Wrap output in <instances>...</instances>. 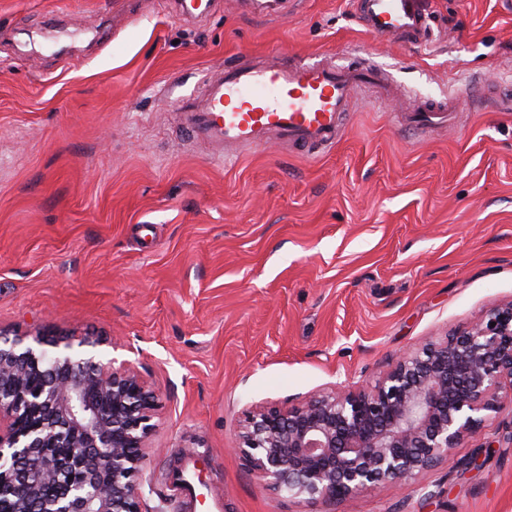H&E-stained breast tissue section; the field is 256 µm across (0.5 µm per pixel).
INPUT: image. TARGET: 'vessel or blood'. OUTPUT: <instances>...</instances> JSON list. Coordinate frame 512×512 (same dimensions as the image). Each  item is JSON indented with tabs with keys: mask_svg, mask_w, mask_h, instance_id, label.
Here are the masks:
<instances>
[{
	"mask_svg": "<svg viewBox=\"0 0 512 512\" xmlns=\"http://www.w3.org/2000/svg\"><path fill=\"white\" fill-rule=\"evenodd\" d=\"M359 16L374 36L432 44L434 29L423 0H359ZM382 71L372 65L339 66L317 60L280 62L231 60L215 67L204 80L200 97H181L172 110L182 131L215 147L219 161L279 140L319 153L335 147L343 122L358 92L380 84ZM450 103L403 112L402 122L429 132L443 121Z\"/></svg>",
	"mask_w": 512,
	"mask_h": 512,
	"instance_id": "1",
	"label": "vessel or blood"
}]
</instances>
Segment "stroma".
I'll list each match as a JSON object with an SVG mask.
<instances>
[{"label":"stroma","instance_id":"1","mask_svg":"<svg viewBox=\"0 0 512 512\" xmlns=\"http://www.w3.org/2000/svg\"><path fill=\"white\" fill-rule=\"evenodd\" d=\"M440 44L390 43L355 0L279 16L219 2L0 0V330L115 338L159 396L138 478L146 512H182L175 472L206 462L224 512H512V447L469 480L310 504L262 488L235 451L258 406L374 382L425 341L512 300V0H426ZM283 52L369 59L319 157L273 142L228 162L187 139L171 102L224 60ZM457 98L423 134L399 113Z\"/></svg>","mask_w":512,"mask_h":512}]
</instances>
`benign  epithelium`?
<instances>
[{
	"instance_id": "7a95c632",
	"label": "benign epithelium",
	"mask_w": 512,
	"mask_h": 512,
	"mask_svg": "<svg viewBox=\"0 0 512 512\" xmlns=\"http://www.w3.org/2000/svg\"><path fill=\"white\" fill-rule=\"evenodd\" d=\"M29 336L36 346L25 344ZM107 344L41 325L12 339L0 331V512H143L138 475L158 396L127 361L70 353ZM43 345L58 352L49 356ZM507 403L512 301L400 354L372 386L249 411L236 451L274 492L342 503L450 463ZM56 447L69 449L66 460L51 456Z\"/></svg>"
}]
</instances>
